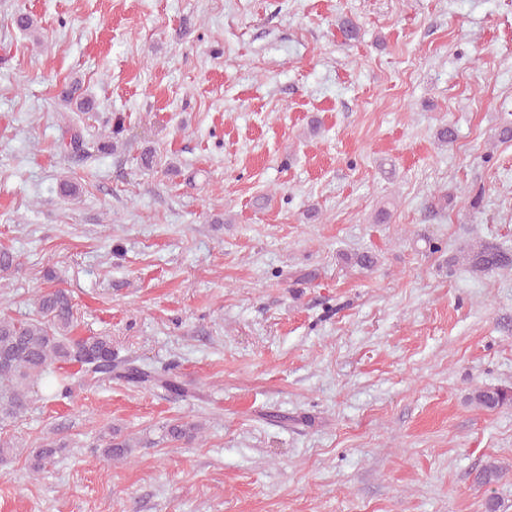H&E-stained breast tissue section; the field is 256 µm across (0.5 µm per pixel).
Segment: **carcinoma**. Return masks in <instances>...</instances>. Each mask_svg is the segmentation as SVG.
I'll return each mask as SVG.
<instances>
[{"label":"carcinoma","mask_w":512,"mask_h":512,"mask_svg":"<svg viewBox=\"0 0 512 512\" xmlns=\"http://www.w3.org/2000/svg\"><path fill=\"white\" fill-rule=\"evenodd\" d=\"M16 29L30 35L37 31L33 15L20 11L13 16ZM61 101L75 105L78 112H92L95 102L83 91L81 81L73 79L60 91ZM59 149L70 154L86 150L84 135L77 128H66ZM470 266L481 272L512 268V254L498 244L481 241L466 254ZM18 256L0 248V273L19 270ZM76 319L71 296L62 288L39 294L35 313L19 318L0 316V430L26 412L36 398L60 401L70 398L71 369H76L84 383L95 386L121 380L143 388L161 387L179 398L193 397L195 392L178 380L172 366L144 369L113 358L112 337L99 333L90 336L75 334ZM471 400L479 407L496 410L512 406V390L478 388ZM203 425L198 421L176 420L166 426L165 436L173 443L188 444L199 437ZM66 444L54 437H44L30 451L28 470L38 476ZM132 453L129 440L111 434L101 454L108 460L126 459ZM502 478L501 469L488 464L476 475L477 483L492 486Z\"/></svg>","instance_id":"carcinoma-1"}]
</instances>
